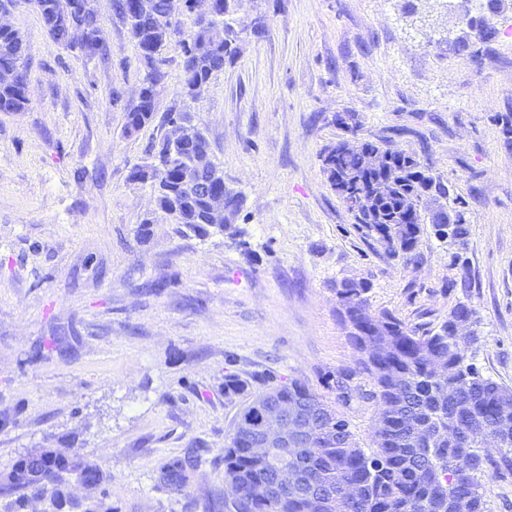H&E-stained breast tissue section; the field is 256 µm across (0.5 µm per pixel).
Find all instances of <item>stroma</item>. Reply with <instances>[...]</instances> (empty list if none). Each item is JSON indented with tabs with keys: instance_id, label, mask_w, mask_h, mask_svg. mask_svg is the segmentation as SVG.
<instances>
[{
	"instance_id": "35a3bbf8",
	"label": "stroma",
	"mask_w": 512,
	"mask_h": 512,
	"mask_svg": "<svg viewBox=\"0 0 512 512\" xmlns=\"http://www.w3.org/2000/svg\"><path fill=\"white\" fill-rule=\"evenodd\" d=\"M105 11L104 49L56 46L37 10L24 36L31 103L0 112V479L57 448L105 472L112 512H225L224 446L246 396L297 381L373 446L375 386L343 325L336 286L366 278L373 312L436 329L474 307L470 359L512 389V35L484 43L455 0H230L237 53L198 100L164 52L156 117L124 133L144 68ZM466 38L474 56L449 45ZM188 113L242 204L226 228L181 233L133 166ZM393 141L450 188L470 227L464 268L424 231L414 260L357 228L323 169L344 139ZM244 383L228 396L224 381ZM196 450L184 491L160 480ZM485 512H512V469H487Z\"/></svg>"
}]
</instances>
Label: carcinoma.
Returning a JSON list of instances; mask_svg holds the SVG:
<instances>
[{
	"mask_svg": "<svg viewBox=\"0 0 512 512\" xmlns=\"http://www.w3.org/2000/svg\"><path fill=\"white\" fill-rule=\"evenodd\" d=\"M14 7L32 4L53 41L71 48L74 26L85 24L103 31L102 13L97 0H75L76 13L66 22L57 20L56 0H0ZM128 30L146 67L139 101L126 109L124 133L132 136L152 120L155 108L145 103L157 94L164 77L162 51L176 42L182 55L184 80L182 94L198 99L213 76L224 70L231 57L230 28L224 23L229 0H222L219 17L211 26L195 22L186 33L179 17L193 13L191 0H156V16L140 26L133 22L131 0H109ZM24 38L15 28L0 27V72L14 73L13 79L0 80V112H23L27 97L28 71L23 62ZM203 131L186 141L178 152H170L164 141L151 147V162L135 166L129 178L151 183L161 207L179 202L175 223L194 233L199 225L209 224L202 201L183 196L178 176L189 162L207 155ZM378 152L390 157L380 169L363 164L365 153ZM324 172L331 186L343 182L346 190L377 196L374 220L366 222L354 213L355 223L381 242L389 253L411 259L415 255L422 225L432 226L442 240L452 236L468 243L469 227L464 212L445 210L437 201L450 195L448 185L432 177L428 168L415 157L386 142L363 140L356 147L329 148L323 157ZM371 282L349 279L341 282L336 296L341 318L351 329L350 338L365 358L363 370L376 387L378 415L382 422L374 429L375 448H361L348 423L336 417L332 408L305 385L291 382L273 385L249 397L237 412L230 442L224 448V480L244 488L267 476L274 460L257 458L250 451L249 434L241 430V421L258 417L263 397L269 393L284 403L303 401L316 411L311 419V435L296 466L314 487L328 485L339 490L348 484L359 487V497L346 504L345 512H485L478 488V474L490 459L480 452L478 443L463 447L453 440L415 442L413 429L436 430L453 420L473 430H486L499 436L502 446L496 465L512 468V389L479 374L467 361L468 349L480 343V335L471 329L467 336L457 335V321L475 313L460 303L448 312V318L433 330L419 333L388 311L378 313L379 325L365 322L372 313L368 293ZM339 427L342 439L323 438V428ZM194 467L191 456L174 458L162 469L164 485L182 491ZM71 468L85 475L87 487L100 486L105 475L100 466L83 457L72 458L54 448H40L20 457L4 483L3 491L15 495L16 512L30 502L48 500L51 512L79 509L81 504L64 491L63 476ZM230 512H310V503L285 491L274 493L262 504L231 502Z\"/></svg>",
	"mask_w": 512,
	"mask_h": 512,
	"instance_id": "cac0c4a2",
	"label": "carcinoma"
}]
</instances>
